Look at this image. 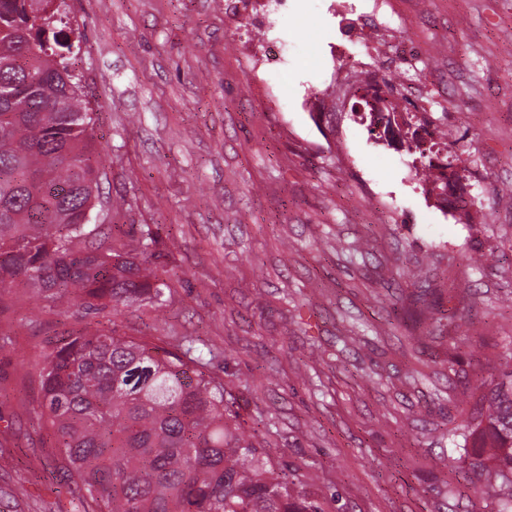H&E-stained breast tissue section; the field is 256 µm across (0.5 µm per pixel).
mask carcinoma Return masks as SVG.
I'll return each instance as SVG.
<instances>
[{"label": "carcinoma", "mask_w": 512, "mask_h": 512, "mask_svg": "<svg viewBox=\"0 0 512 512\" xmlns=\"http://www.w3.org/2000/svg\"><path fill=\"white\" fill-rule=\"evenodd\" d=\"M49 0H0V313L4 291L26 288L51 302L117 316L140 302H165L158 256L93 246L86 221L99 193L93 118L68 64L67 23ZM380 118L402 120L408 152L427 158V120L412 126L395 96ZM430 191L451 174L422 163ZM506 368L492 367L489 396L462 438L491 463L487 489L512 512V339ZM193 346L172 351L112 329L77 331L21 360L38 384L49 447L65 458L79 490L74 512H325L318 497L273 467L269 449L237 433L224 379L198 369ZM448 434V440L458 436Z\"/></svg>", "instance_id": "obj_1"}]
</instances>
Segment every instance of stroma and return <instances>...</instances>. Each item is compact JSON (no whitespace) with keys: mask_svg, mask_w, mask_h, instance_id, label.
<instances>
[{"mask_svg":"<svg viewBox=\"0 0 512 512\" xmlns=\"http://www.w3.org/2000/svg\"><path fill=\"white\" fill-rule=\"evenodd\" d=\"M368 5L291 0L261 30L228 26L224 0H67L102 160L92 221L116 248L159 229L171 296L112 318L16 289L0 315V512L70 509L20 359L112 322L169 349L199 341L240 433L326 512H498L448 433L512 336V0L396 3L393 40L420 57L409 78L467 160V222L350 109L332 138L311 117L339 93L336 50L374 66ZM468 249L488 262L462 265ZM410 301L448 319L443 338L415 342Z\"/></svg>","mask_w":512,"mask_h":512,"instance_id":"35a3bbf8","label":"stroma"}]
</instances>
